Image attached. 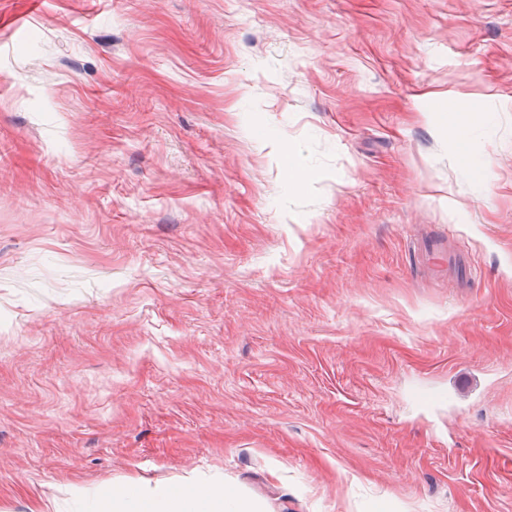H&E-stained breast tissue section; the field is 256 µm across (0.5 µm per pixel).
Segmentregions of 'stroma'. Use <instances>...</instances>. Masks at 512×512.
<instances>
[{"label":"stroma","instance_id":"35a3bbf8","mask_svg":"<svg viewBox=\"0 0 512 512\" xmlns=\"http://www.w3.org/2000/svg\"><path fill=\"white\" fill-rule=\"evenodd\" d=\"M214 474L512 512V0H0V512Z\"/></svg>","mask_w":512,"mask_h":512}]
</instances>
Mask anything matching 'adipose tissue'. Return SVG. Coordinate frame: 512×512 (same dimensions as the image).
<instances>
[{
  "instance_id": "adipose-tissue-1",
  "label": "adipose tissue",
  "mask_w": 512,
  "mask_h": 512,
  "mask_svg": "<svg viewBox=\"0 0 512 512\" xmlns=\"http://www.w3.org/2000/svg\"><path fill=\"white\" fill-rule=\"evenodd\" d=\"M95 512H264L261 503L241 496L220 480L183 478L179 485L136 484L113 487L97 497Z\"/></svg>"
}]
</instances>
